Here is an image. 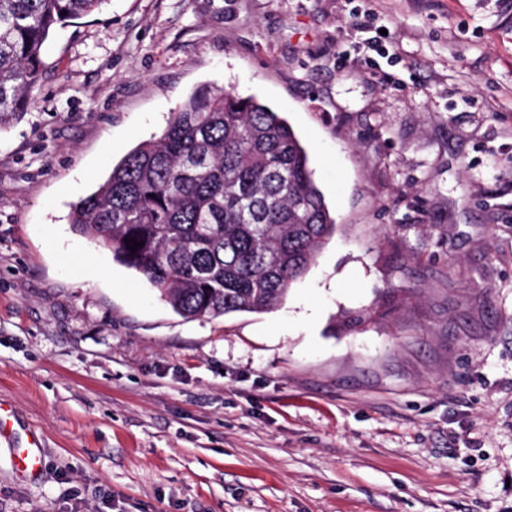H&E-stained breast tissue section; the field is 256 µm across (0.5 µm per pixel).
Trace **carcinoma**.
<instances>
[{
    "label": "carcinoma",
    "instance_id": "carcinoma-1",
    "mask_svg": "<svg viewBox=\"0 0 512 512\" xmlns=\"http://www.w3.org/2000/svg\"><path fill=\"white\" fill-rule=\"evenodd\" d=\"M106 2L0 0V130L27 109L53 31ZM69 224L186 319L275 309L336 230L293 127L222 87L172 113L72 205ZM128 238L144 245L133 253Z\"/></svg>",
    "mask_w": 512,
    "mask_h": 512
}]
</instances>
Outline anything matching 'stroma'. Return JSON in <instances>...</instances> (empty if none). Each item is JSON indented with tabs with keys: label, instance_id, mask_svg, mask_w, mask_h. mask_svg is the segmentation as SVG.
<instances>
[{
	"label": "stroma",
	"instance_id": "obj_1",
	"mask_svg": "<svg viewBox=\"0 0 512 512\" xmlns=\"http://www.w3.org/2000/svg\"><path fill=\"white\" fill-rule=\"evenodd\" d=\"M44 61L0 131V512H512V0H109ZM213 84L336 231L278 308L191 320L68 215ZM43 445L40 439L33 436L29 446L16 453L17 470L28 477H35L41 473Z\"/></svg>",
	"mask_w": 512,
	"mask_h": 512
}]
</instances>
